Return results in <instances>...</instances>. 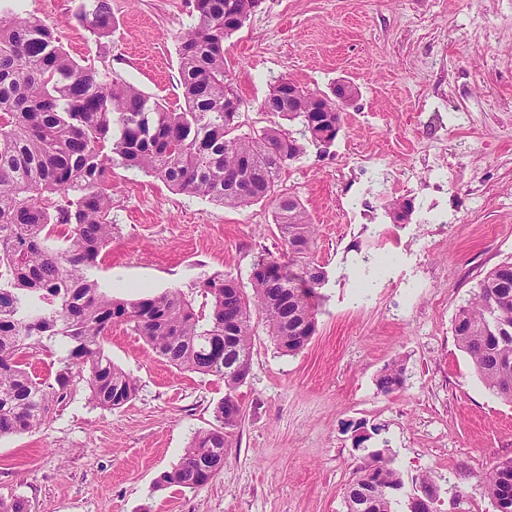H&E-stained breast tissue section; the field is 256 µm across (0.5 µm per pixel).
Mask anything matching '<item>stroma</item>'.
<instances>
[{"label": "stroma", "mask_w": 512, "mask_h": 512, "mask_svg": "<svg viewBox=\"0 0 512 512\" xmlns=\"http://www.w3.org/2000/svg\"><path fill=\"white\" fill-rule=\"evenodd\" d=\"M79 2L11 5L53 26L81 66L111 67L177 104L193 0H112L100 42L77 21ZM224 54L245 133L272 124L260 102L276 80L359 91L334 142L308 146L278 182L317 226L327 281L315 335L285 355L257 324L223 470L200 487L160 488L194 433L214 426L224 384L113 327L105 349L136 379L135 397L104 410L73 383L38 430L0 438V498L23 497L29 512H347L348 485L380 450L404 482L394 512H407L425 475L438 512H496L483 481L512 458V402L476 375L453 320L479 280L512 261V0H263ZM406 202L394 221L393 204ZM112 221L94 275L124 300L179 289L199 308L201 280L251 291L255 260L283 252L270 201L227 209L119 167ZM394 361L404 384L381 393Z\"/></svg>", "instance_id": "35a3bbf8"}]
</instances>
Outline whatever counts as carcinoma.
I'll return each mask as SVG.
<instances>
[{
  "instance_id": "carcinoma-1",
  "label": "carcinoma",
  "mask_w": 512,
  "mask_h": 512,
  "mask_svg": "<svg viewBox=\"0 0 512 512\" xmlns=\"http://www.w3.org/2000/svg\"><path fill=\"white\" fill-rule=\"evenodd\" d=\"M195 22L180 36L179 86L184 104L170 109L105 68L80 67L52 29L0 6V437L39 428L82 380L89 401L117 409L136 395V380L112 362L104 340L125 325L181 370L224 381L215 427L195 433L181 461L157 485L195 488L224 467L235 392L250 369L257 308L277 348L299 352L314 336L326 271L316 259V226L301 201L277 191L280 172L305 145L278 123L240 134V102L224 39L251 16V0H194ZM76 18L98 38L112 26V0H81ZM288 81L270 85L260 103L273 117L302 123V136L329 145L341 113L336 99L325 123L312 127L315 94L288 97ZM138 169L179 193L239 208L275 202L284 251L253 265L254 297L236 282L209 276L195 309L178 289L134 301L112 297L94 276L112 243V169ZM512 261L481 279L454 319L458 346L488 389L512 401ZM61 338L67 349L54 376L29 371L30 354ZM403 385L392 363L377 379L383 393ZM484 486L497 512H512V459L489 471ZM400 474L379 451L359 467L346 491L347 512H393ZM418 512H437L438 490L421 479Z\"/></svg>"
}]
</instances>
